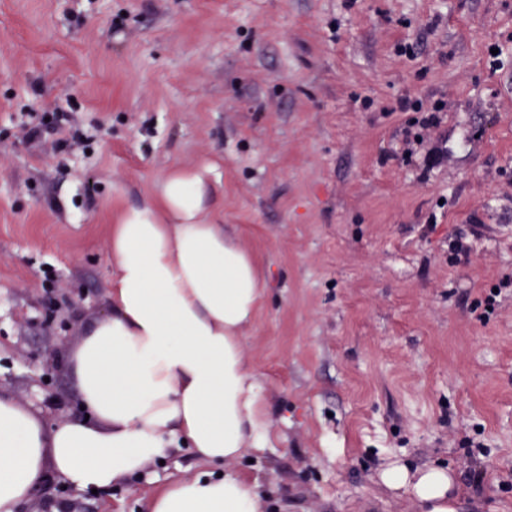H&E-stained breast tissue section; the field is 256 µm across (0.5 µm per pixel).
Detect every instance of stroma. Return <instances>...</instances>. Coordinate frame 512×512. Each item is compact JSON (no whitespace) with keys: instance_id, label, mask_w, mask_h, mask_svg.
Here are the masks:
<instances>
[{"instance_id":"35a3bbf8","label":"stroma","mask_w":512,"mask_h":512,"mask_svg":"<svg viewBox=\"0 0 512 512\" xmlns=\"http://www.w3.org/2000/svg\"><path fill=\"white\" fill-rule=\"evenodd\" d=\"M204 161L265 281L243 351L269 444L232 465L265 512H418L393 465L512 512V0H0L1 397L76 415L64 359L108 313L119 207ZM205 470L182 448L97 494L51 472L22 512H148Z\"/></svg>"}]
</instances>
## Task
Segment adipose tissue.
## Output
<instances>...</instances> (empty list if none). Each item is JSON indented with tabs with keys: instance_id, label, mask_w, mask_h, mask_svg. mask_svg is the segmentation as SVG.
Here are the masks:
<instances>
[{
	"instance_id": "ef3b65f1",
	"label": "adipose tissue",
	"mask_w": 512,
	"mask_h": 512,
	"mask_svg": "<svg viewBox=\"0 0 512 512\" xmlns=\"http://www.w3.org/2000/svg\"><path fill=\"white\" fill-rule=\"evenodd\" d=\"M221 181L215 163L176 168L144 204L120 208L107 255L110 312L68 358L88 417L48 429L0 397V512H19L47 470L105 492L186 446L209 472L161 491L149 512H262L257 484L229 466L268 442L242 346L264 282L208 208ZM382 480L410 490L419 512H455L448 470L394 466Z\"/></svg>"
}]
</instances>
